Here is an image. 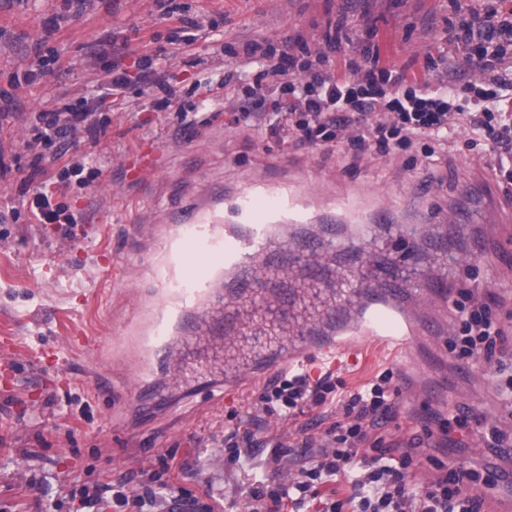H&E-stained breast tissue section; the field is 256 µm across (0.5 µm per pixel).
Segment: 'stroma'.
I'll return each mask as SVG.
<instances>
[{"label":"stroma","mask_w":512,"mask_h":512,"mask_svg":"<svg viewBox=\"0 0 512 512\" xmlns=\"http://www.w3.org/2000/svg\"><path fill=\"white\" fill-rule=\"evenodd\" d=\"M189 16L214 20L223 33L214 40L210 30L198 31L192 44L172 41L170 22L162 20L157 0H88L79 17L61 19L60 0H0V90L11 91L14 102L0 101L13 115L0 123V145L21 152L27 126L39 105L78 97L101 77L99 64L108 60L126 69L130 84L102 112L110 123L98 144L76 140L70 155L104 157L105 167L94 186L64 190L59 200L68 205L72 224L0 223V365L13 369L12 383L0 379V512H71V492L83 485L122 483L137 489L168 458L174 486L209 506L211 512H244L235 491L248 474H262L270 451L268 442L285 445L278 482L289 477L306 459L298 444V420L283 419L259 407L264 383L226 388V374L236 367L289 349L301 330L320 322L333 307L350 303L355 293L343 260L320 253L321 273L305 277L289 257L272 260L262 281L291 277L303 306L294 318H284L274 307L245 305L237 323L266 320L269 335L261 340L241 336L229 340L198 330L192 340L176 345V353L159 365L163 382L148 392L156 402L177 404V419L144 416L117 401L129 379L123 369L104 373V364L66 348L72 326L104 340L116 336L130 301L98 292L97 256L112 260L132 282L142 281L148 260L138 250L132 219L151 223L155 214L210 180L236 182L248 174L287 166L304 171L313 183L342 190L364 184L387 195L391 202L410 200V190L422 182L443 177L430 192L433 212L453 208L459 220L440 245L422 241L406 254L394 239L368 241L369 256L362 272L367 277H435L449 295L471 289L492 296L494 313L504 330V347L512 350V271L490 268L475 254L489 232L478 222L483 185L497 186V177H483L476 152L466 149L432 167L403 169L399 164H353L344 145L295 147L260 128L232 123V102L243 94L240 86L219 90L218 105L205 112L196 136L180 133L182 111L197 103L194 84L210 70L228 65L221 45H239L268 38L285 43L299 36L311 51L324 47L329 26L347 12L379 50L380 64L424 77L428 57L436 55L452 15L449 0H183ZM47 40L58 56L52 75L42 83L10 90L12 75L34 59L40 40ZM157 50L167 57L158 71L143 69L141 59ZM161 79L172 94L169 107L157 108L144 95L146 83ZM157 149L158 176L137 184L130 175L131 157L138 148ZM110 233H103V226ZM422 382L445 383L447 403L421 396L403 400L384 435L389 440L423 439L414 454L424 464L414 479L435 476L428 458L463 463L498 479L512 472V455L485 447L486 434L498 427L512 435V404L498 394L492 368L477 364L482 381L459 371V364L443 343L428 337L415 339ZM396 356L372 345L354 362L336 369L346 390L372 381L393 369ZM468 415L466 429L444 434L448 414ZM240 427L254 433L253 468L244 472L224 455L225 431Z\"/></svg>","instance_id":"35a3bbf8"}]
</instances>
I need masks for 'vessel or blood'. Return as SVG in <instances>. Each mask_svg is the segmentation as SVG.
Returning <instances> with one entry per match:
<instances>
[{
  "label": "vessel or blood",
  "mask_w": 512,
  "mask_h": 512,
  "mask_svg": "<svg viewBox=\"0 0 512 512\" xmlns=\"http://www.w3.org/2000/svg\"><path fill=\"white\" fill-rule=\"evenodd\" d=\"M393 223L406 247L432 236L431 225L403 223L383 193L369 187L324 196L308 184L288 188L264 172L228 191L206 187L198 204L172 206L155 223L137 226L138 235L168 237L174 246L148 306L113 343H134L135 362L160 363L173 348L174 331L188 332L216 298L229 309L248 297L255 268L285 244L313 253L363 242ZM450 310L446 286L439 282L406 295L390 280L362 283L352 306L330 313L324 325L309 328L294 348L265 366L280 372L311 360L334 362L379 343L396 351L404 376L417 366L414 337L446 335Z\"/></svg>",
  "instance_id": "obj_1"
}]
</instances>
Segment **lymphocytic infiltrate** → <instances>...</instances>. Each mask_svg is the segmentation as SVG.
Here are the masks:
<instances>
[{
    "mask_svg": "<svg viewBox=\"0 0 512 512\" xmlns=\"http://www.w3.org/2000/svg\"><path fill=\"white\" fill-rule=\"evenodd\" d=\"M453 16L438 57L427 68L431 91L409 83L399 70L381 67L369 42L351 38L347 17H339L325 36L326 51L310 53L301 39L298 54L278 53L273 44H246L234 53L231 69L215 71L206 86L224 88L248 83V96L236 100L235 125L261 126L270 135L291 137L298 145L335 141L344 144L353 160L387 159L407 154V167L428 165L460 146H482L486 167L512 181V12L501 0H450ZM106 77L85 95L55 108L36 110L32 143L39 151L29 164L24 183L30 188L27 221L31 224H71L75 217L62 203H52L49 186L86 188L102 173L100 165L67 157L71 140L97 139L107 125L100 118L102 103L127 88L126 72L109 64ZM457 324L448 350L460 362L482 358L493 362L500 396L512 399V361L500 358L503 331L491 306L469 290L453 303ZM393 372L385 370L349 395H340L331 377L309 382L302 374L280 377L261 394L264 411L297 417L305 410L337 406L333 445L314 449V437L302 446L315 453L288 483L253 480L239 487L247 512H482L483 489L492 480L476 470L440 466L438 475L415 483L418 466L411 455L390 453L377 437L394 413L397 391ZM169 464L152 472L138 490L102 483L72 491L75 512H101L113 505L121 512H173L188 501L165 474ZM351 485L348 497L323 495L337 478Z\"/></svg>",
    "mask_w": 512,
    "mask_h": 512,
    "instance_id": "obj_1",
    "label": "lymphocytic infiltrate"
}]
</instances>
